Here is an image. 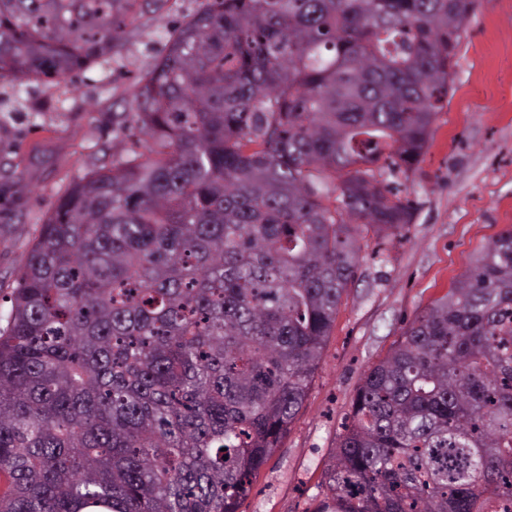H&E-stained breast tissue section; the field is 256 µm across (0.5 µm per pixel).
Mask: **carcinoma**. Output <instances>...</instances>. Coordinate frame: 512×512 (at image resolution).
Segmentation results:
<instances>
[{
    "mask_svg": "<svg viewBox=\"0 0 512 512\" xmlns=\"http://www.w3.org/2000/svg\"><path fill=\"white\" fill-rule=\"evenodd\" d=\"M159 0H0V84L112 64ZM476 0H205L0 325V512H238L361 246L398 236ZM336 175L331 187L322 174ZM313 512H512V230L363 374Z\"/></svg>",
    "mask_w": 512,
    "mask_h": 512,
    "instance_id": "cac0c4a2",
    "label": "carcinoma"
}]
</instances>
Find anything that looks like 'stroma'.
<instances>
[{"label":"stroma","instance_id":"stroma-1","mask_svg":"<svg viewBox=\"0 0 512 512\" xmlns=\"http://www.w3.org/2000/svg\"><path fill=\"white\" fill-rule=\"evenodd\" d=\"M204 0H166L126 30L111 75L94 67L66 101L39 86L24 97L38 113L0 122V317L30 246L55 200L103 156L135 144L112 131L128 111L138 74L152 68L164 34ZM449 103L433 124L422 162L403 182L411 200L402 237L367 234L355 278L307 398L280 448L259 472L239 512H311L323 471L368 367L415 314L448 292L492 239L512 228V0H478L457 55ZM26 185L13 193V183Z\"/></svg>","mask_w":512,"mask_h":512}]
</instances>
